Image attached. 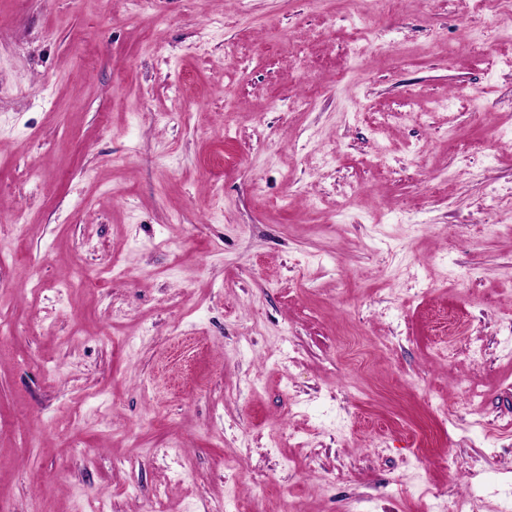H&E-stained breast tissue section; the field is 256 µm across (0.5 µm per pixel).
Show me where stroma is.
<instances>
[{"label":"stroma","instance_id":"1","mask_svg":"<svg viewBox=\"0 0 512 512\" xmlns=\"http://www.w3.org/2000/svg\"><path fill=\"white\" fill-rule=\"evenodd\" d=\"M0 324V512H512V13L0 0ZM355 11L365 25H374L392 12V0H354Z\"/></svg>","mask_w":512,"mask_h":512}]
</instances>
